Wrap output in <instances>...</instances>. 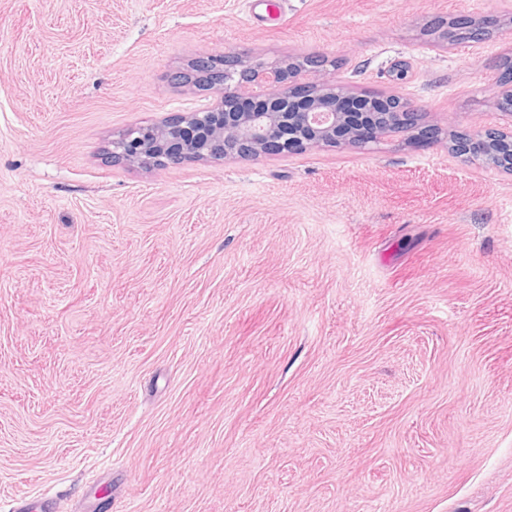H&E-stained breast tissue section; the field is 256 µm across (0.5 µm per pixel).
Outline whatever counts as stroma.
I'll list each match as a JSON object with an SVG mask.
<instances>
[{
    "label": "stroma",
    "instance_id": "1",
    "mask_svg": "<svg viewBox=\"0 0 512 512\" xmlns=\"http://www.w3.org/2000/svg\"><path fill=\"white\" fill-rule=\"evenodd\" d=\"M512 0H0V512H512ZM317 51L443 130L364 148L112 161L191 112L198 57ZM499 78L502 90L495 108L510 117V130L483 127L455 134L450 149L463 162H482L490 170L512 176V71L501 67Z\"/></svg>",
    "mask_w": 512,
    "mask_h": 512
}]
</instances>
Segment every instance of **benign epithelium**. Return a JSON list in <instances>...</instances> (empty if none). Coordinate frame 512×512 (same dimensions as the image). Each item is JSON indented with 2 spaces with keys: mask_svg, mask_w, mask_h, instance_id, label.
Instances as JSON below:
<instances>
[{
  "mask_svg": "<svg viewBox=\"0 0 512 512\" xmlns=\"http://www.w3.org/2000/svg\"><path fill=\"white\" fill-rule=\"evenodd\" d=\"M456 23L487 34L501 25V18L458 16ZM225 55L232 62L199 57L182 75L184 84L215 90L211 104L126 131L112 141V158L155 167L187 160L285 155L341 143L362 148L399 129H415L428 139L438 136L436 126L422 123L423 108L398 92L367 98L368 111L353 123L342 109L351 95L338 71L325 65L296 69L289 59L266 63L237 50ZM240 68L248 70L247 79L237 78ZM500 84L496 110L512 118L511 70L501 69ZM450 149L464 162H480L512 176V129L483 127L455 134Z\"/></svg>",
  "mask_w": 512,
  "mask_h": 512,
  "instance_id": "1",
  "label": "benign epithelium"
}]
</instances>
